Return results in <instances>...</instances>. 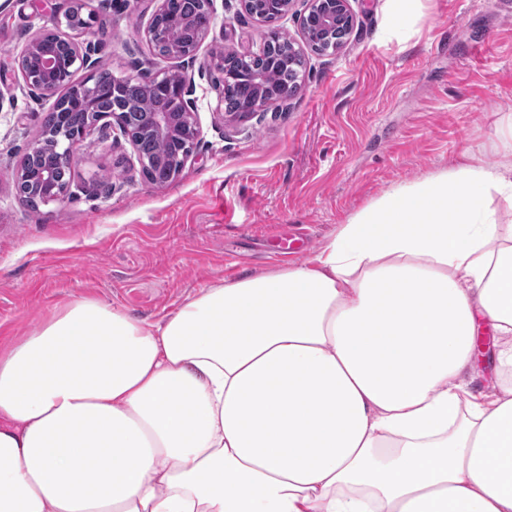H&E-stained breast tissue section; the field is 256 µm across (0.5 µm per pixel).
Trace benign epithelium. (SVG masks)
I'll return each instance as SVG.
<instances>
[{
  "mask_svg": "<svg viewBox=\"0 0 512 512\" xmlns=\"http://www.w3.org/2000/svg\"><path fill=\"white\" fill-rule=\"evenodd\" d=\"M70 5L60 13L52 14V24L56 28H71V19L80 8L81 0H68ZM155 9L144 30V38L148 47L155 51L161 45L169 48L168 57L183 62H195L196 52L184 53L180 49V38L188 33L186 24L175 26L167 13V0H152ZM305 9L300 14V27L304 43L315 53L339 55L351 41L355 31V17L350 0H304ZM240 13L254 21L262 22L270 7L268 0H239ZM96 15L88 16L82 25L73 29L74 35L66 37L63 47L46 48L42 45L41 36L32 37L17 58V70L29 93L37 99H54L53 108L60 110L71 101L84 103L87 123L77 133L59 129L52 134H45L35 140L28 148L25 162L16 174V181H27L35 188L46 191L45 201H63L70 193V182L58 178L54 163H67L73 159L77 146L83 141L87 132L103 123V128L114 129L120 136L128 140L134 148L137 160L144 177H149L154 167L166 168L167 179L177 177L183 170L199 141V127L196 113L189 106L186 96L189 95L192 78L183 66H178L154 75L146 81L148 88L169 95L173 101L174 111L155 112L151 115L146 133L158 140H166L175 147L167 157H150L143 154L140 147L141 137L127 123L125 115L117 112H105L95 103L97 83L86 79L79 84L73 83V76L79 69L95 65L92 55L95 44L81 42L83 34L93 32L98 25ZM251 46H239L222 57H214L203 63L200 71L215 72L212 83L218 92V109H224V68L233 62H245L259 54ZM267 103L264 86L255 82V98L245 111L227 113L230 121H243L263 111Z\"/></svg>",
  "mask_w": 512,
  "mask_h": 512,
  "instance_id": "7a95c632",
  "label": "benign epithelium"
}]
</instances>
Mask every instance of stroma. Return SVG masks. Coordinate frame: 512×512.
I'll return each instance as SVG.
<instances>
[{
	"label": "stroma",
	"instance_id": "35a3bbf8",
	"mask_svg": "<svg viewBox=\"0 0 512 512\" xmlns=\"http://www.w3.org/2000/svg\"><path fill=\"white\" fill-rule=\"evenodd\" d=\"M112 22L90 73L174 67L143 32L149 0H85ZM357 31L337 56L307 54L304 85L226 132L209 79L190 98L200 140L181 174L157 186L131 145L95 129L81 142L70 194L31 210L15 173L51 101L13 78L18 54L50 29L45 0H0V347L58 305L93 297L149 322L201 288L311 258L339 224L395 183L462 163L494 165L512 122V0H418L393 18L386 0H351ZM268 31L214 0L198 60Z\"/></svg>",
	"mask_w": 512,
	"mask_h": 512
}]
</instances>
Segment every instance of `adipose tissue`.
Returning <instances> with one entry per match:
<instances>
[{"label": "adipose tissue", "instance_id": "1", "mask_svg": "<svg viewBox=\"0 0 512 512\" xmlns=\"http://www.w3.org/2000/svg\"><path fill=\"white\" fill-rule=\"evenodd\" d=\"M512 162L391 186L313 258L0 353V512H512ZM502 381L466 376L479 322Z\"/></svg>", "mask_w": 512, "mask_h": 512}]
</instances>
